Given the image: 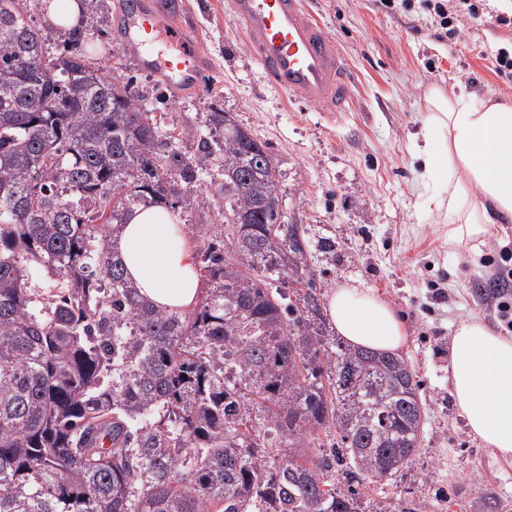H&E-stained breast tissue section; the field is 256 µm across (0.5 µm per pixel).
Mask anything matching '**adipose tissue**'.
<instances>
[{
    "label": "adipose tissue",
    "mask_w": 512,
    "mask_h": 512,
    "mask_svg": "<svg viewBox=\"0 0 512 512\" xmlns=\"http://www.w3.org/2000/svg\"><path fill=\"white\" fill-rule=\"evenodd\" d=\"M412 155L432 184L426 204L448 226L453 244H483L491 228L512 222V105L475 104L463 94L429 89L421 133ZM118 248L128 277L155 306L188 311L200 281L177 213L135 212ZM327 311L349 344L394 352L405 343L401 317L367 288L337 287ZM448 379L470 433L503 459H512V338L470 316L455 324Z\"/></svg>",
    "instance_id": "adipose-tissue-1"
}]
</instances>
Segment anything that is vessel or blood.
I'll use <instances>...</instances> for the list:
<instances>
[{
	"instance_id": "b4317fda",
	"label": "vessel or blood",
	"mask_w": 512,
	"mask_h": 512,
	"mask_svg": "<svg viewBox=\"0 0 512 512\" xmlns=\"http://www.w3.org/2000/svg\"><path fill=\"white\" fill-rule=\"evenodd\" d=\"M228 6L271 87L322 112L346 111L347 62L305 0H228ZM121 30L122 47L171 91H203L202 53L191 28L164 20L155 0H129Z\"/></svg>"
}]
</instances>
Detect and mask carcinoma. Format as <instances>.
<instances>
[{"label": "carcinoma", "mask_w": 512, "mask_h": 512, "mask_svg": "<svg viewBox=\"0 0 512 512\" xmlns=\"http://www.w3.org/2000/svg\"><path fill=\"white\" fill-rule=\"evenodd\" d=\"M32 2L0 0V512H393L363 489L412 462L418 381L295 288L307 244L267 145L227 112L171 130L85 55L97 0L65 29ZM203 182L224 218L204 294L156 308L117 240Z\"/></svg>", "instance_id": "1"}]
</instances>
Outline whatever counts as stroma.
Instances as JSON below:
<instances>
[{
  "mask_svg": "<svg viewBox=\"0 0 512 512\" xmlns=\"http://www.w3.org/2000/svg\"><path fill=\"white\" fill-rule=\"evenodd\" d=\"M159 2L173 23L192 27L206 61L202 93L154 98L155 78L115 43L113 21L125 0H102L86 55L107 75L134 80L145 107L168 124L198 129L220 110L267 142L287 221L309 243L319 305L351 284L372 289L405 321L400 354L419 382L424 433L412 463L370 486L368 499L412 502L421 512H512V463L472 438L448 381L459 319L473 315L512 336L487 290L504 265L500 249L512 242V223L496 225L479 251L448 245L426 206L431 188L410 155L431 87L512 103V73L493 66L499 52H512V0H461L476 12L449 31L421 0L388 8L380 0H307L351 68L350 108L335 117L288 102L264 81L225 0ZM181 218L194 250L207 241L203 225L221 221L203 187Z\"/></svg>",
  "mask_w": 512,
  "mask_h": 512,
  "instance_id": "stroma-1",
  "label": "stroma"
}]
</instances>
